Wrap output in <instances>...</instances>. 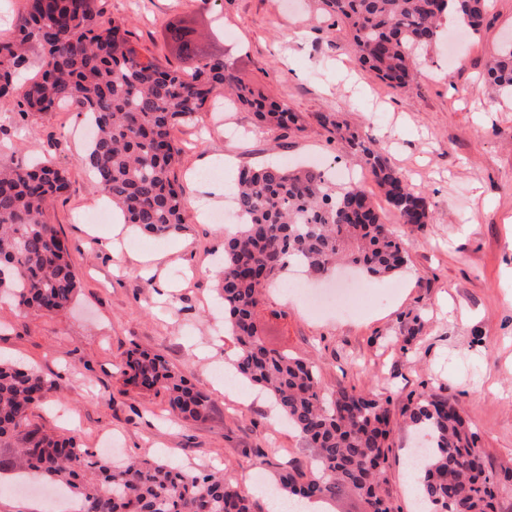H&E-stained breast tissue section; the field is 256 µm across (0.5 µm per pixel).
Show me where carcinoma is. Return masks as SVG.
<instances>
[{"label": "carcinoma", "mask_w": 512, "mask_h": 512, "mask_svg": "<svg viewBox=\"0 0 512 512\" xmlns=\"http://www.w3.org/2000/svg\"><path fill=\"white\" fill-rule=\"evenodd\" d=\"M324 10L352 32L359 62L381 81L405 88L421 54L441 37L448 4L478 33L487 0H321ZM25 19L10 40H0V112L40 114L71 105L96 129L82 163L100 195L125 222L156 236L183 230L184 190L174 166L180 154L172 130L218 92L254 112L269 130L297 125L288 108L254 89L226 62L198 51L194 29L168 35L178 53L196 61L192 72L163 69L131 40L120 23L105 24L100 0H24ZM41 48L38 71L23 84L28 49ZM486 81L512 90V38L496 50ZM349 147L369 166L379 193L401 223H430L426 197L392 166L372 140L355 134ZM66 172L46 162L0 168V296L41 314L68 308L79 288L66 241L52 224L53 202L67 189ZM233 195L242 221L224 236L219 288L226 324L237 344L235 376L263 390L288 425L313 450L315 472L285 471L275 490L326 503L358 497L364 512H394L383 488L390 411L370 394L344 387L327 397L317 370L260 339L256 310L266 284L292 263L322 276L345 260L370 277L397 274L406 263L400 237L382 221L369 191L341 188L316 168L267 165L239 172ZM125 384L163 393L168 411L201 419L210 397L188 384L161 356L127 353ZM54 383L31 368L0 361V471H34L65 485L81 512H258L253 499L213 473L161 462L119 464L93 459L74 436H59L28 422L30 408ZM408 424L427 436L415 470L424 512H500L512 466H486L475 448L477 431L448 398L421 396L410 403Z\"/></svg>", "instance_id": "obj_1"}]
</instances>
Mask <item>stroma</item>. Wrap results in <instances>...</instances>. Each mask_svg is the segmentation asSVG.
<instances>
[{
	"instance_id": "35a3bbf8",
	"label": "stroma",
	"mask_w": 512,
	"mask_h": 512,
	"mask_svg": "<svg viewBox=\"0 0 512 512\" xmlns=\"http://www.w3.org/2000/svg\"><path fill=\"white\" fill-rule=\"evenodd\" d=\"M103 10L162 67L184 72L193 63L167 42L165 29L190 22L204 32L206 53L286 104L298 123L269 131L254 113L210 104L179 121L173 136L184 228L119 242L111 225L87 221L100 205L81 163L84 116L68 107L0 120V165L47 159L67 172L51 217L80 282L72 307L57 314L0 302V358L54 383L30 423L76 436L94 452L109 442L124 458L206 468L241 489L257 471L267 486L280 470L309 472L311 449L286 423L272 422L269 399L243 382L217 385L215 370L234 353L215 280L224 237L199 219L197 204L220 210L224 199L205 193L199 170L218 153L227 178L244 167L303 162L352 171L372 188L364 159L320 123L333 114L409 173L431 220L401 224L374 193L375 209L407 251L397 289L352 299L344 316L315 313L289 294L292 276L283 274L258 308L264 345L312 362L326 392L346 387L386 400L393 419L386 488L398 512H415L407 470L413 436L402 424L412 397H451L476 428L480 454L495 466L512 463V96L482 78L512 34V0H490L482 30L464 37L456 61L445 45L429 49L407 90L363 70L348 27L318 0H103ZM415 317L419 335H405ZM136 348L162 356L209 394V417L171 422L163 396L124 387L126 354ZM55 494L39 476L18 488L0 479V512H60L48 504Z\"/></svg>"
}]
</instances>
